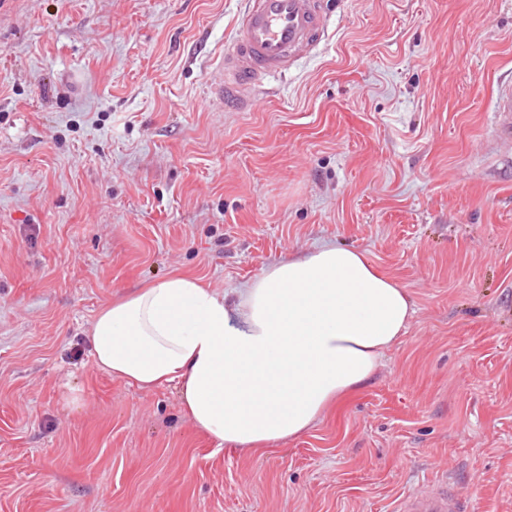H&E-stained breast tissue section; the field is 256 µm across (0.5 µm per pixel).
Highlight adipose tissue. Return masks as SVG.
I'll return each mask as SVG.
<instances>
[{"instance_id": "ef3b65f1", "label": "adipose tissue", "mask_w": 512, "mask_h": 512, "mask_svg": "<svg viewBox=\"0 0 512 512\" xmlns=\"http://www.w3.org/2000/svg\"><path fill=\"white\" fill-rule=\"evenodd\" d=\"M412 314L406 290L363 253L324 244L229 300L169 275L100 310L89 341L112 377L142 390L176 385L197 429L258 450L304 435L365 385Z\"/></svg>"}]
</instances>
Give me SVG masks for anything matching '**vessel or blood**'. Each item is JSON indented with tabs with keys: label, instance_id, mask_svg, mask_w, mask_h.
<instances>
[{
	"label": "vessel or blood",
	"instance_id": "vessel-or-blood-1",
	"mask_svg": "<svg viewBox=\"0 0 512 512\" xmlns=\"http://www.w3.org/2000/svg\"><path fill=\"white\" fill-rule=\"evenodd\" d=\"M241 22L214 77L208 104L218 112H252L270 79L288 74L315 54L328 38L332 0H244ZM495 132L512 138V85H501L495 100ZM454 472L425 489L403 496L396 512H463Z\"/></svg>",
	"mask_w": 512,
	"mask_h": 512
}]
</instances>
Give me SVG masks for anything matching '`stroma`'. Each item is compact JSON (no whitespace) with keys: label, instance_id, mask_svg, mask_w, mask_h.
<instances>
[{"label":"stroma","instance_id":"obj_1","mask_svg":"<svg viewBox=\"0 0 512 512\" xmlns=\"http://www.w3.org/2000/svg\"><path fill=\"white\" fill-rule=\"evenodd\" d=\"M242 3L0 0V512H395L448 469L512 512V0H340L258 111L212 112ZM327 242L415 313L302 437L216 446L94 363L112 300ZM494 112L497 118L495 132L497 136L504 140L512 138V85L502 84L499 88Z\"/></svg>","mask_w":512,"mask_h":512}]
</instances>
